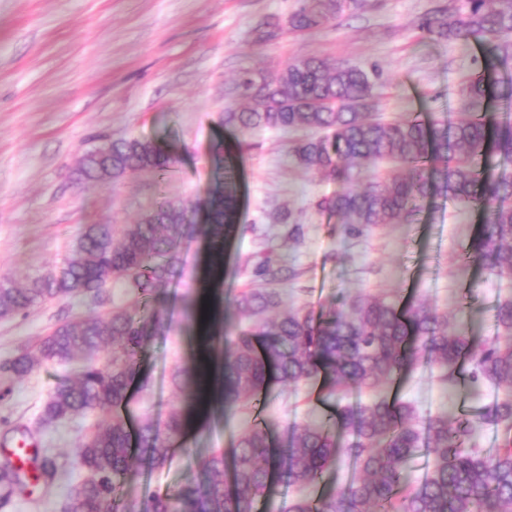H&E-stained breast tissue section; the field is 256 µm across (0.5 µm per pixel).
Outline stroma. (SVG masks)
Instances as JSON below:
<instances>
[{
	"label": "stroma",
	"instance_id": "stroma-1",
	"mask_svg": "<svg viewBox=\"0 0 512 512\" xmlns=\"http://www.w3.org/2000/svg\"><path fill=\"white\" fill-rule=\"evenodd\" d=\"M443 0H359L335 22L305 32L285 29L298 0H0V276L27 284L41 270L60 269L74 255L83 225L132 224L159 194L190 205L217 189V146L237 152L236 229L221 267L212 264L207 240H185L177 274L160 302L164 333L148 338L140 372L150 388L131 389L130 425L163 422L171 409L202 412L175 441L174 456L160 468L138 466L123 487L128 505L143 508L153 496L173 494L201 477L211 452L231 451L254 417L199 404L171 383L176 368L192 366L202 342H217L219 329L243 323L228 304L242 288L266 287L263 263L291 267L280 283L284 308L329 311L343 297L383 294L403 302L417 295L439 312L467 303L480 333H495L498 301L512 296V281H491L463 256L480 217L463 203L433 198L414 224H385L359 237L321 209L340 182L294 168L288 152L303 130H258L243 135L225 128L224 113L239 106L234 92L243 73L261 76L299 55L346 60L379 69L387 85L376 112L386 120L419 113L432 120L459 119L462 89L481 53L445 40L422 37L419 19ZM279 25L263 41L267 24ZM138 136L176 153L180 162L166 178L140 171L116 182H79L82 154L101 138ZM251 148L238 152V141ZM301 225L289 240L281 213ZM122 284L98 298L54 300L27 315L0 319V363L36 354L56 327L87 315L108 316L125 303ZM73 367L41 362L26 377L0 373V441L24 430L40 452L62 465L48 490L14 495L4 512H60L88 477L75 464L81 444L99 419L92 413L53 424L43 411L57 384ZM393 393L410 402L419 418L445 412L474 413L492 400L485 387L466 380L441 384L421 369L398 381ZM320 384L300 389L274 385L259 411L275 447L287 445L292 424L320 420Z\"/></svg>",
	"mask_w": 512,
	"mask_h": 512
}]
</instances>
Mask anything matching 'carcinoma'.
I'll list each match as a JSON object with an SVG mask.
<instances>
[{"label":"carcinoma","instance_id":"1","mask_svg":"<svg viewBox=\"0 0 512 512\" xmlns=\"http://www.w3.org/2000/svg\"><path fill=\"white\" fill-rule=\"evenodd\" d=\"M358 0H300L288 28L306 31L336 21ZM418 30L433 39L455 41L486 50L470 77L461 109L466 117L427 123L418 115L386 122L370 116L385 81L346 61L299 56L255 79H238L237 96L250 105L224 113V125L242 134L255 129L283 131L310 128L321 135L292 147L296 166L345 186L324 208L335 214L350 236L381 224H408L424 203L441 194L466 203L483 217L465 259L491 279H512V121L494 120L475 107L490 93L491 77L512 71V0H460L425 15ZM112 170L91 157L81 158L83 181L118 180L128 173L153 171L166 177L177 158L156 142L138 137L112 141ZM389 160L402 171L349 186L350 169ZM216 167L224 187L205 206H188L160 198L134 224H86L78 256L60 274L48 272L25 287L0 284V312L23 315L51 299L78 294L98 297L121 282L128 302L106 318L86 316L55 328L40 343L38 354H21L7 362L17 378L42 361L70 363L107 349L106 364L83 365L74 378L58 385L43 413L54 423L100 412L104 419L91 440L82 443L76 462L89 473L74 500L64 508L79 512H120V483L135 475L130 431L121 414L135 382L140 388L138 353L150 336L164 329L162 298L173 276L181 243L203 236L222 256L224 240L235 230L234 167L217 147ZM205 210L204 222L194 214ZM280 291L242 289L230 306L250 319L248 327L221 337L213 351L222 355L224 410L255 404L271 382L298 387L320 381L333 401L317 423L293 425L288 448L276 462L266 428L253 423L231 454L212 453L201 479L189 481L173 495L156 496L146 512H254L265 496L275 468L299 491L288 512H512V296L497 304L495 336L477 340L462 318L448 316L420 299L403 306L383 296L348 295L326 317L305 306L281 309ZM435 365L440 379L455 383L463 375L474 386L489 384L497 396L473 420L441 414L418 420L415 408L396 397H376L353 404V390L379 391L415 368ZM172 384L191 392L193 371L177 369ZM490 425L502 431L492 453L471 443L475 429ZM181 410L173 409L163 426L151 421L138 431V454L151 468L171 459L170 442L184 435ZM429 456L425 475L411 480L404 463L420 449ZM348 459L359 475L333 498H314L317 485L336 462ZM55 457L38 463L39 482L49 489L58 474ZM27 488L15 470L0 464V507Z\"/></svg>","mask_w":512,"mask_h":512}]
</instances>
